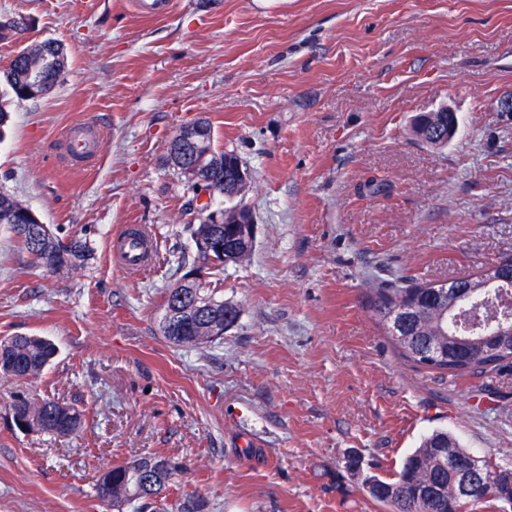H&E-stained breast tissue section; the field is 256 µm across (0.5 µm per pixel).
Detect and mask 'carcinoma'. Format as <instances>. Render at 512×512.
Listing matches in <instances>:
<instances>
[{
	"instance_id": "obj_1",
	"label": "carcinoma",
	"mask_w": 512,
	"mask_h": 512,
	"mask_svg": "<svg viewBox=\"0 0 512 512\" xmlns=\"http://www.w3.org/2000/svg\"><path fill=\"white\" fill-rule=\"evenodd\" d=\"M66 69V53L54 40L34 41L20 49L18 57L0 70V126L9 119L3 99H33L36 88L28 81L29 72L41 74L54 87ZM198 123L202 132L180 145L177 152L169 148V161L174 167L179 163L189 167L201 159V174L222 177L224 166L240 161V156L216 149L210 123L205 119ZM0 224L13 231L35 266L53 273L76 272L90 257L87 242L79 238L63 242L27 205L4 192L0 193ZM191 235L197 243L226 244L235 250L238 263L253 250V245L234 238L231 224H194ZM363 305L401 357L412 365L456 378L499 374L512 367V324L488 316L483 326L466 328L467 305L442 282L406 280L389 288H371L364 294ZM238 317L236 306L217 298L201 284L180 282L166 292L161 331L178 346L204 345L221 338L224 325L234 324ZM56 353L55 344L42 336L16 334L1 338L0 372L18 378L37 377ZM11 411L24 420L29 431L66 436L82 423L79 410L52 400L35 404L16 398ZM471 456L473 453L462 448L448 430L436 429L421 438L394 477L387 480L369 474L361 480V489L383 512H479L501 500L507 487L496 481L492 465L485 460L483 471L470 477L478 494H453L463 471L449 459L465 461ZM179 469L177 463L162 456L120 462L99 476L96 493L117 507L134 504L137 512H205V502L194 495L172 507L163 503L165 490Z\"/></svg>"
}]
</instances>
